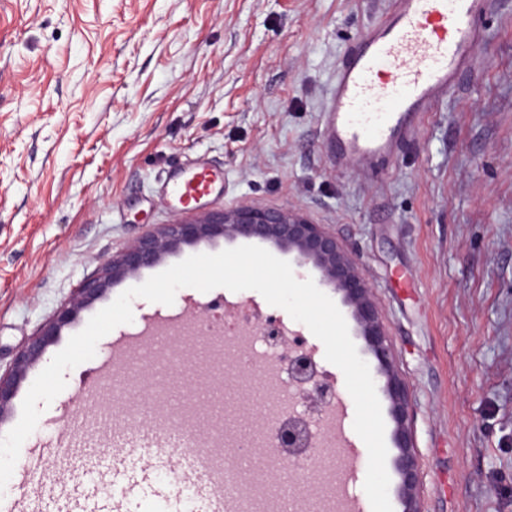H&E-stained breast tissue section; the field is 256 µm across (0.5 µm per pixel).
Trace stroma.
<instances>
[{
	"instance_id": "1",
	"label": "stroma",
	"mask_w": 512,
	"mask_h": 512,
	"mask_svg": "<svg viewBox=\"0 0 512 512\" xmlns=\"http://www.w3.org/2000/svg\"><path fill=\"white\" fill-rule=\"evenodd\" d=\"M388 0H0V370L53 321L102 263L177 218L159 186L204 158L224 172L205 209L292 208L353 244L380 304L412 402L425 512H512V0H490L472 70L426 117L386 173L336 168L322 112L337 61ZM138 280V279H137ZM128 278L62 328L42 358L121 293ZM247 303L311 350L338 398L342 371L303 323L253 290L179 289L172 305L134 299L132 323L65 372L17 461L0 512H59L93 488L85 512H210L174 485L185 449L157 452L144 433L186 421L213 448L250 441L241 465L249 512L300 502L335 512L336 481L360 504L368 451L354 429L328 467L275 473L255 413L259 379L205 361L183 320ZM180 320L165 344L187 369L115 394L98 373L114 339L150 319Z\"/></svg>"
}]
</instances>
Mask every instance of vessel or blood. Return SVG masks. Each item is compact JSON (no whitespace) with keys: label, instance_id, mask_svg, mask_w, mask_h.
I'll return each mask as SVG.
<instances>
[{"label":"vessel or blood","instance_id":"vessel-or-blood-1","mask_svg":"<svg viewBox=\"0 0 512 512\" xmlns=\"http://www.w3.org/2000/svg\"><path fill=\"white\" fill-rule=\"evenodd\" d=\"M383 18L339 61L323 126L337 166L374 174L409 140L472 65L488 0H389ZM224 174L196 159L168 173L160 191L198 203Z\"/></svg>","mask_w":512,"mask_h":512}]
</instances>
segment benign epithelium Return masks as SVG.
I'll use <instances>...</instances> for the list:
<instances>
[{
  "label": "benign epithelium",
  "instance_id": "benign-epithelium-1",
  "mask_svg": "<svg viewBox=\"0 0 512 512\" xmlns=\"http://www.w3.org/2000/svg\"><path fill=\"white\" fill-rule=\"evenodd\" d=\"M220 238L228 243L238 240L267 242L292 254L297 267L315 269L319 274L318 286L340 294L344 304L351 308L357 331L377 362L382 391L389 401L394 422L393 442L398 449L394 469L399 479L397 492L403 512H423L418 497L420 470L410 424L409 387L397 368L380 305L363 273L357 251L340 241L324 225L311 222L303 213L291 208L192 209L190 216L178 217L171 224L147 232L106 260L97 276L82 284L55 320L28 340L17 353L11 368L0 373V423L9 414L20 383L46 348L57 339L61 328L71 323L83 309L101 298L113 284L160 264L181 246L212 243ZM262 334L275 346L277 362L287 365L288 383L311 385L306 391L310 407L325 410L337 395L328 383L318 381L315 362L304 351L303 342L297 338L283 341L275 320L263 326ZM274 430L280 435L270 442V447L278 452H286L297 459L311 450L314 435L309 420L290 416L284 422L278 418Z\"/></svg>",
  "mask_w": 512,
  "mask_h": 512
}]
</instances>
